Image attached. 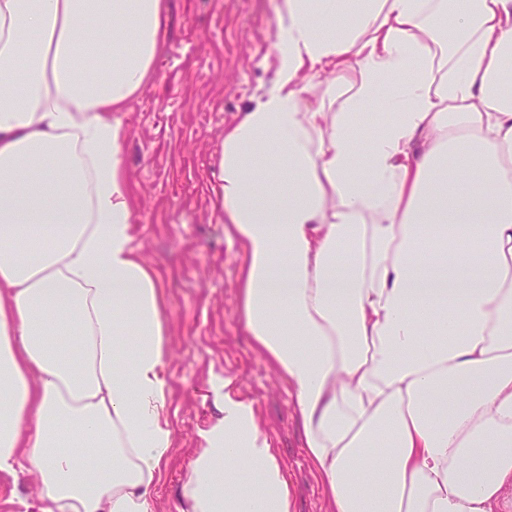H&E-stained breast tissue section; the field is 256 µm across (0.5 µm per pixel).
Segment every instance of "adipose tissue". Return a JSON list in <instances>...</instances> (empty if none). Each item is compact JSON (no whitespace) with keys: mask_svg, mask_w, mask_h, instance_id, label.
<instances>
[{"mask_svg":"<svg viewBox=\"0 0 512 512\" xmlns=\"http://www.w3.org/2000/svg\"><path fill=\"white\" fill-rule=\"evenodd\" d=\"M165 7L0 0V473L33 468L39 512H153L172 446L121 118ZM276 14L273 77L218 160L244 328L330 512H493L512 487V0ZM371 105L387 119L366 136ZM216 405L179 512H293L252 405Z\"/></svg>","mask_w":512,"mask_h":512,"instance_id":"obj_1","label":"adipose tissue"}]
</instances>
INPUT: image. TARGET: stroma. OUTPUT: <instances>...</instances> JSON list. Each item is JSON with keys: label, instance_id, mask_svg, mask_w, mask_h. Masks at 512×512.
I'll use <instances>...</instances> for the list:
<instances>
[{"label": "stroma", "instance_id": "stroma-1", "mask_svg": "<svg viewBox=\"0 0 512 512\" xmlns=\"http://www.w3.org/2000/svg\"><path fill=\"white\" fill-rule=\"evenodd\" d=\"M156 72L129 105L125 161L137 210L133 235L166 298L173 444L154 512H178L180 489L215 396L232 380L251 401L290 483L294 512H328L302 448L288 387L254 352L239 316L244 262L216 205L224 128L273 72V0H167ZM35 475H0V512H38Z\"/></svg>", "mask_w": 512, "mask_h": 512}]
</instances>
